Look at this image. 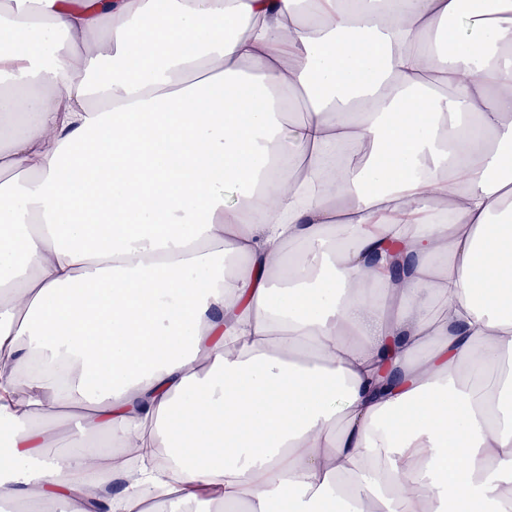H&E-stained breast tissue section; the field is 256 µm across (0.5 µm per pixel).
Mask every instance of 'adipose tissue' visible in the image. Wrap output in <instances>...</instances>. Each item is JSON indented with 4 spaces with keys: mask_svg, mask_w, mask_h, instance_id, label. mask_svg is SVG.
I'll return each instance as SVG.
<instances>
[{
    "mask_svg": "<svg viewBox=\"0 0 512 512\" xmlns=\"http://www.w3.org/2000/svg\"><path fill=\"white\" fill-rule=\"evenodd\" d=\"M7 83L0 512H512V0H15Z\"/></svg>",
    "mask_w": 512,
    "mask_h": 512,
    "instance_id": "adipose-tissue-1",
    "label": "adipose tissue"
}]
</instances>
